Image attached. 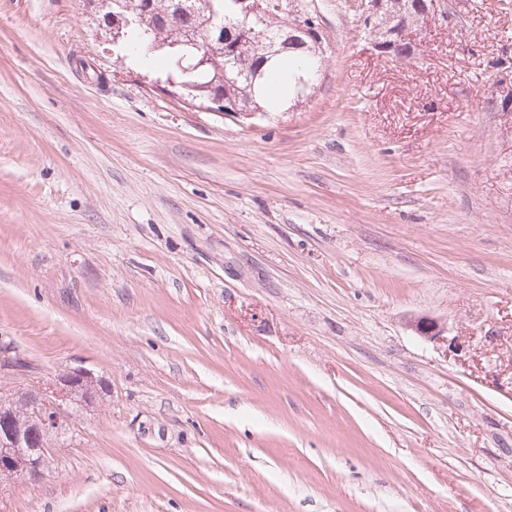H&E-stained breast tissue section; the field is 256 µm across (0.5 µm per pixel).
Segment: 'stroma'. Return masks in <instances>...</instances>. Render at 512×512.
<instances>
[{"instance_id":"obj_1","label":"stroma","mask_w":512,"mask_h":512,"mask_svg":"<svg viewBox=\"0 0 512 512\" xmlns=\"http://www.w3.org/2000/svg\"><path fill=\"white\" fill-rule=\"evenodd\" d=\"M363 3L244 119L0 0V395L104 384L0 512H512V0H435L406 61Z\"/></svg>"}]
</instances>
